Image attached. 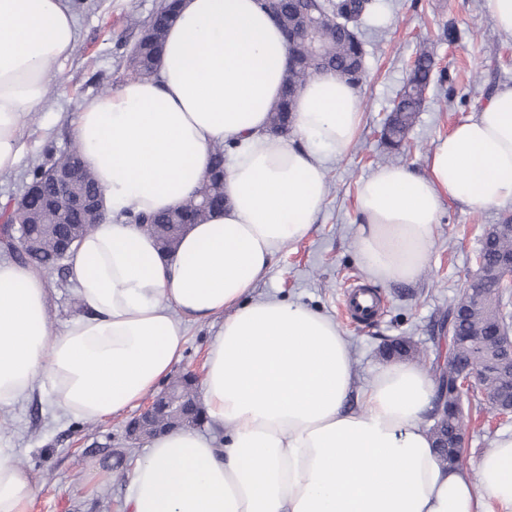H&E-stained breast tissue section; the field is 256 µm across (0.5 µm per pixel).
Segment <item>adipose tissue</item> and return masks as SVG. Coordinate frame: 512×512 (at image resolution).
Masks as SVG:
<instances>
[{
    "mask_svg": "<svg viewBox=\"0 0 512 512\" xmlns=\"http://www.w3.org/2000/svg\"><path fill=\"white\" fill-rule=\"evenodd\" d=\"M77 36L68 0H0V175L17 164L23 115L41 103L49 64ZM287 66L286 39L256 0H177L156 76L86 103L76 134L107 214L68 258L82 311L56 330L43 271L0 261V407L46 392L68 416L120 414L181 361L186 322L218 317L201 392L222 436L181 428L152 438L127 473L128 512H512V432L495 438L476 474L441 466L424 368L393 361L357 389L336 321L253 299L274 256L309 234L326 165L349 151L361 122L356 88L323 74L297 96L292 134H269ZM224 143L223 209L162 255L125 211L181 205ZM448 201L512 205V84L437 139L424 173L386 165L360 181L365 275L415 280ZM35 491L1 447L0 512H28Z\"/></svg>",
    "mask_w": 512,
    "mask_h": 512,
    "instance_id": "1",
    "label": "adipose tissue"
}]
</instances>
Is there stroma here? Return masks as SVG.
I'll use <instances>...</instances> for the list:
<instances>
[{
	"mask_svg": "<svg viewBox=\"0 0 512 512\" xmlns=\"http://www.w3.org/2000/svg\"><path fill=\"white\" fill-rule=\"evenodd\" d=\"M79 34L71 55L49 67L47 93L24 118L25 139L17 167L0 176V200L13 204L29 183V171L46 148L63 152L76 141L75 119L87 100L131 77L128 58L162 0H71ZM378 18L364 28L367 78L358 90L362 121L348 154L328 166L325 200L303 240L283 247L258 284L259 297L276 296L321 310L345 331L358 386L383 365L381 352L395 338L413 337L428 358L447 355L450 340L440 323L476 270L485 229L512 217V207L474 209L446 203L429 260L407 284L370 285L356 257L355 209L358 183L376 168L405 165L423 172L438 136L449 133L502 84H512V37L501 34L484 0H377ZM457 41L443 40V28ZM445 71L444 86H430L405 148L389 149L381 123L393 106L406 71L420 47ZM48 314L63 328L80 310L73 286H61L57 272L46 275ZM352 286L371 288L381 300L378 315L365 322L347 319L341 297ZM219 320L191 322L181 362L173 376L202 377L204 360ZM7 435L14 460L33 473L38 493L29 512H125L126 471L142 457L145 443L125 433L130 413L97 420L64 415L50 396L34 395L12 405ZM512 422L489 412L472 413L464 448L468 471Z\"/></svg>",
	"mask_w": 512,
	"mask_h": 512,
	"instance_id": "obj_1",
	"label": "stroma"
}]
</instances>
